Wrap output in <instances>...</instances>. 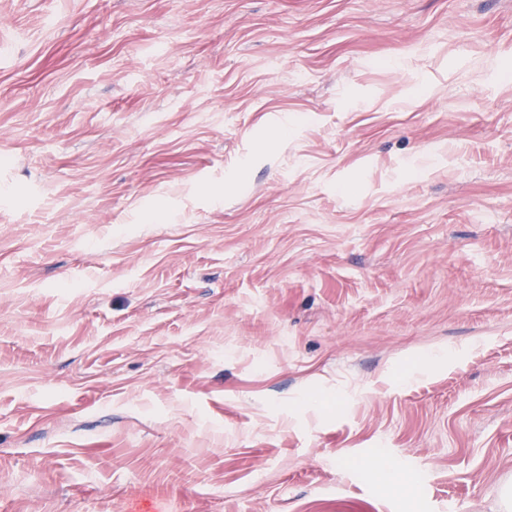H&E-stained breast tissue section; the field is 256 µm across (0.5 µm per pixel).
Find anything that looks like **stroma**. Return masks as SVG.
Returning <instances> with one entry per match:
<instances>
[{
    "label": "stroma",
    "mask_w": 512,
    "mask_h": 512,
    "mask_svg": "<svg viewBox=\"0 0 512 512\" xmlns=\"http://www.w3.org/2000/svg\"><path fill=\"white\" fill-rule=\"evenodd\" d=\"M509 493L512 0H0V512Z\"/></svg>",
    "instance_id": "35a3bbf8"
}]
</instances>
